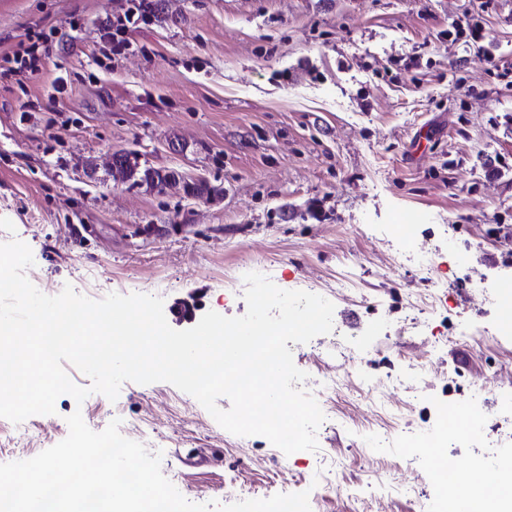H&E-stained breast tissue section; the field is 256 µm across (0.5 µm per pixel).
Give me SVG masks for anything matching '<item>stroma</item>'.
Instances as JSON below:
<instances>
[{
	"mask_svg": "<svg viewBox=\"0 0 512 512\" xmlns=\"http://www.w3.org/2000/svg\"><path fill=\"white\" fill-rule=\"evenodd\" d=\"M162 2L131 31L134 53L115 56L101 28L126 0H0V54L31 33L52 41L41 74L0 84V243L31 248L46 295H156L176 330L172 310L191 297L200 313L244 315L243 277L257 270L326 298L354 349L328 333L291 351L308 379L335 374L339 422L317 451L274 464L263 436L225 437L172 384L127 381L114 401L59 396L40 433L15 440L33 457L66 438L73 412L97 432L117 418L131 440L156 428L164 476L194 503L229 504L231 477L260 499L302 492L337 459L318 512H413L415 494L437 492L407 444L431 426L434 400L470 402L494 433L512 431L501 389L481 383L512 366V338L494 335L475 288L512 284V85L485 58L512 63V0ZM466 12L482 44L445 39ZM117 152L172 182L113 177ZM198 182L207 194L192 193ZM406 224L424 236L405 241ZM462 323L480 343L427 357L431 329ZM419 363L420 398L390 380ZM391 476L406 492L381 491Z\"/></svg>",
	"mask_w": 512,
	"mask_h": 512,
	"instance_id": "obj_1",
	"label": "stroma"
}]
</instances>
